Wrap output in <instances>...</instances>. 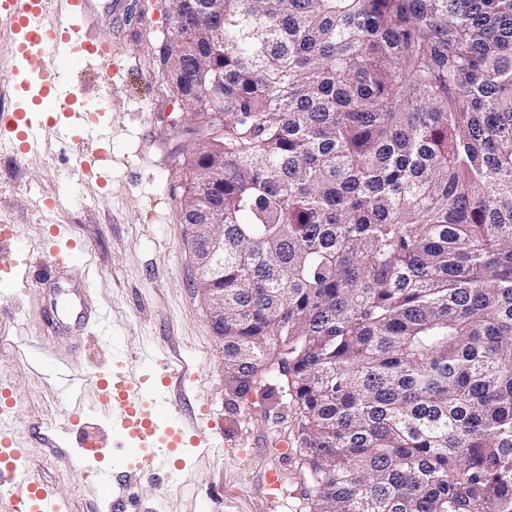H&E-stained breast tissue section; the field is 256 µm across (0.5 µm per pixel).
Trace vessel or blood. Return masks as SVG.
Masks as SVG:
<instances>
[{
	"mask_svg": "<svg viewBox=\"0 0 512 512\" xmlns=\"http://www.w3.org/2000/svg\"><path fill=\"white\" fill-rule=\"evenodd\" d=\"M50 0H0V36L14 41L13 59L20 66L37 65L39 82L32 99L47 114L72 111L80 94L70 74L60 71L57 60L83 62L106 60L110 51L99 35L106 10H119L120 0L104 5L103 0H66L67 11L50 13ZM0 127L14 133L22 154L37 152L43 125L15 109L0 114ZM79 304V326L102 324L104 316L92 301L89 288L73 291ZM99 397L111 407L142 456L136 477L143 478L171 468L172 454L183 442L182 431L173 423L172 403L166 392L148 391L125 376L99 373L94 379ZM95 483L112 495L113 512H140L135 479L114 482L107 469L92 473ZM0 492L14 506L29 512H68L63 500L35 477L26 452L8 425L0 424Z\"/></svg>",
	"mask_w": 512,
	"mask_h": 512,
	"instance_id": "obj_1",
	"label": "vessel or blood"
}]
</instances>
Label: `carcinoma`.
Instances as JSON below:
<instances>
[{
	"label": "carcinoma",
	"instance_id": "1",
	"mask_svg": "<svg viewBox=\"0 0 512 512\" xmlns=\"http://www.w3.org/2000/svg\"><path fill=\"white\" fill-rule=\"evenodd\" d=\"M168 20L155 62L195 120L181 217L224 216L201 287L224 292L225 378L291 397L309 512H512V0Z\"/></svg>",
	"mask_w": 512,
	"mask_h": 512
}]
</instances>
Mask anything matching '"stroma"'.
<instances>
[{"mask_svg": "<svg viewBox=\"0 0 512 512\" xmlns=\"http://www.w3.org/2000/svg\"><path fill=\"white\" fill-rule=\"evenodd\" d=\"M135 16L105 30L112 44V80L93 68L73 72L85 124L74 147L47 134L36 156L0 145V395L15 400L8 424L26 448L38 478L53 485L72 512H110L91 473L98 466L127 474L124 431L100 404L95 387L73 397L33 375L30 341L50 358L79 363L89 374L131 370L154 385L164 371L180 381L177 422L184 443L178 474L143 479L138 493L148 512H307L301 466L300 417L288 399L254 386L227 385L221 346L195 288L191 230L179 212L192 145L186 115L154 62L167 32L169 0H123ZM9 39L0 38V109L20 102ZM79 253L89 264L93 300L104 329L81 336L70 320L43 334L55 305L78 283L77 268L52 274L41 286L22 279L25 264ZM99 438V459L67 463L50 448L54 434ZM215 438L213 448L194 440Z\"/></svg>", "mask_w": 512, "mask_h": 512, "instance_id": "35a3bbf8", "label": "stroma"}]
</instances>
